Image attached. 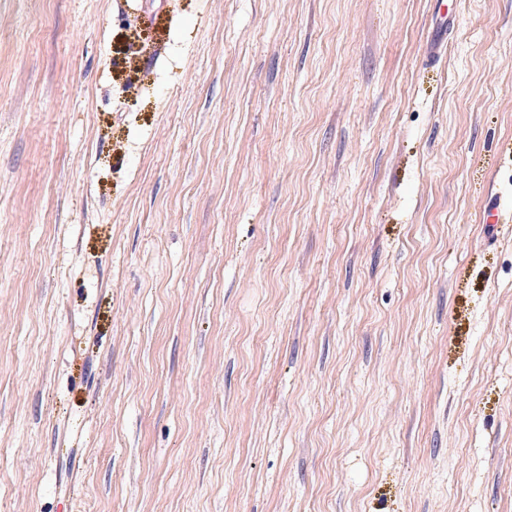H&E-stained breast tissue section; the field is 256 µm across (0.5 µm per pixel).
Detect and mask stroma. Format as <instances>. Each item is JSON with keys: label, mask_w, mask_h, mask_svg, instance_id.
<instances>
[{"label": "stroma", "mask_w": 512, "mask_h": 512, "mask_svg": "<svg viewBox=\"0 0 512 512\" xmlns=\"http://www.w3.org/2000/svg\"><path fill=\"white\" fill-rule=\"evenodd\" d=\"M435 2L0 0V512H512V0ZM438 13L440 15V19L443 22L434 28L427 36L426 41L423 45V54L427 59H434L441 55V53L447 47L446 39V27L445 22L447 21V27H453L456 22H458V12L456 10L453 11H444L441 6H438Z\"/></svg>", "instance_id": "1"}]
</instances>
